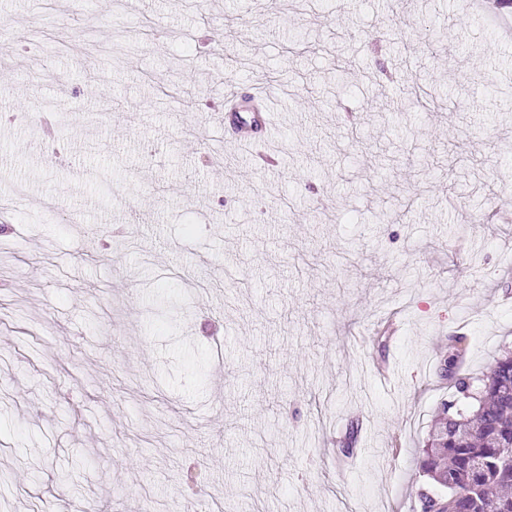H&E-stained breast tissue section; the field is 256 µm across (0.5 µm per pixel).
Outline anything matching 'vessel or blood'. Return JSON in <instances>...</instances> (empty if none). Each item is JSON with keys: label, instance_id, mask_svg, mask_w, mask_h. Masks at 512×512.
Returning a JSON list of instances; mask_svg holds the SVG:
<instances>
[{"label": "vessel or blood", "instance_id": "vessel-or-blood-1", "mask_svg": "<svg viewBox=\"0 0 512 512\" xmlns=\"http://www.w3.org/2000/svg\"><path fill=\"white\" fill-rule=\"evenodd\" d=\"M268 99V92L257 85L253 86L251 97L246 101L242 100L236 86H227L224 90V108L219 116L225 124L233 126L236 143L257 147L258 165L274 168L278 166L280 157L270 151L266 143Z\"/></svg>", "mask_w": 512, "mask_h": 512}]
</instances>
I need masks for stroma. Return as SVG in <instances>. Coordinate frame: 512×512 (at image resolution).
Here are the masks:
<instances>
[{
  "instance_id": "stroma-1",
  "label": "stroma",
  "mask_w": 512,
  "mask_h": 512,
  "mask_svg": "<svg viewBox=\"0 0 512 512\" xmlns=\"http://www.w3.org/2000/svg\"><path fill=\"white\" fill-rule=\"evenodd\" d=\"M132 3L0 0V87L29 40L54 73L0 124V512H418L449 336L473 376L512 349V35L478 0ZM255 82L274 171L213 109Z\"/></svg>"
}]
</instances>
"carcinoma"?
<instances>
[{"mask_svg":"<svg viewBox=\"0 0 512 512\" xmlns=\"http://www.w3.org/2000/svg\"><path fill=\"white\" fill-rule=\"evenodd\" d=\"M449 344L440 377L477 405L469 414L443 408L422 448L416 494L438 512H512V352L479 376H461L465 337Z\"/></svg>","mask_w":512,"mask_h":512,"instance_id":"carcinoma-1","label":"carcinoma"}]
</instances>
